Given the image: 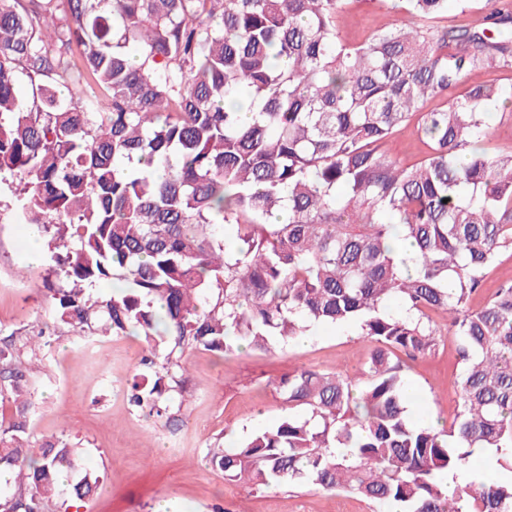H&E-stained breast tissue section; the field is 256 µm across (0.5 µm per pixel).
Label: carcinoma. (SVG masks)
Wrapping results in <instances>:
<instances>
[{
  "label": "carcinoma",
  "instance_id": "1",
  "mask_svg": "<svg viewBox=\"0 0 512 512\" xmlns=\"http://www.w3.org/2000/svg\"><path fill=\"white\" fill-rule=\"evenodd\" d=\"M342 0H0V186L51 235L53 320L82 336L136 332L150 369L132 405L171 423L189 348L270 350L315 324L374 344L358 378L296 369L288 415L209 448L227 481L309 484L379 512H512V478L456 484L475 449L512 472V283L468 303L512 251V155L477 144L512 88V16L440 35L403 24L340 40ZM436 18L448 0H406ZM28 90V97L21 89ZM429 147L407 168L383 142L424 100ZM117 283L110 297L94 292ZM459 339L457 414L411 418L397 352ZM25 342L0 339V512H46L99 476L63 438L26 442Z\"/></svg>",
  "mask_w": 512,
  "mask_h": 512
}]
</instances>
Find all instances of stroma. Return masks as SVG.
I'll list each match as a JSON object with an SVG mask.
<instances>
[{
	"mask_svg": "<svg viewBox=\"0 0 512 512\" xmlns=\"http://www.w3.org/2000/svg\"><path fill=\"white\" fill-rule=\"evenodd\" d=\"M396 3L345 0L336 17L339 37L359 44L410 22ZM495 6L512 9V0H497ZM492 7L486 0H473L470 11L463 12L450 0L441 17L411 22L441 31L483 21ZM381 150L404 168L428 153L413 119L399 126ZM35 240L43 249L37 264L28 260ZM52 254L48 237L34 236L18 212L0 208V336L17 331L40 339L42 370L28 383L34 405L29 443L36 447L60 437L84 448V465L99 473L100 486L80 512H373L371 504L351 493L309 485L255 489L229 482L205 461L208 449L237 442L287 414L276 385L289 371L314 368L359 376L372 350L365 337L352 328L320 326L307 342H287L269 351L225 355L187 350L183 367L191 398L180 421L169 424L129 403L133 383L146 373L142 337L81 338L53 325L44 287ZM437 323L441 336L436 350L404 355L400 361L416 386V404L447 426L458 407V338L446 318Z\"/></svg>",
	"mask_w": 512,
	"mask_h": 512,
	"instance_id": "1",
	"label": "stroma"
}]
</instances>
